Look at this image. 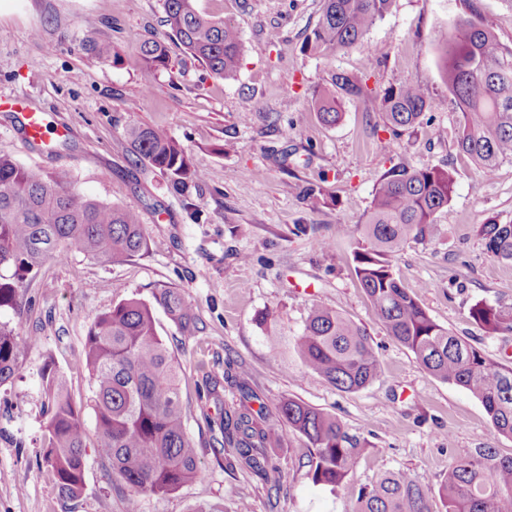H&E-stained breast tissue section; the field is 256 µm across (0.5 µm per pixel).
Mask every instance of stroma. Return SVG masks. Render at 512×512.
<instances>
[{
    "mask_svg": "<svg viewBox=\"0 0 512 512\" xmlns=\"http://www.w3.org/2000/svg\"><path fill=\"white\" fill-rule=\"evenodd\" d=\"M323 0H197L234 26L248 46L236 78L209 74L178 44L169 67L144 79L140 43L162 34L160 0H0V153L61 176L72 187L139 212L149 241L141 255L105 266L76 255L50 261L19 290L20 311L0 312L21 336L37 337L12 380L0 386V512H354L362 488L404 470L440 492L448 466L478 448L512 457V438L495 435L481 402L431 376L388 336L353 270L354 241L337 225L363 223L380 178L392 167L451 169L455 185L436 234L408 242L393 262L430 316L490 358L512 363V333L487 334L470 316L479 302L512 305V263L491 257L477 232L512 224V160L493 179L479 176L456 147L458 109L443 81L436 36L461 13L460 0H393L370 29L377 50L368 84L376 91L421 84L433 107L414 127L392 133L378 106L344 101L322 124L316 85L362 68L360 51L330 58L302 45ZM111 42L117 61L96 58L87 40ZM44 113L65 136L26 139L19 107ZM161 127L207 178L189 195L137 161L129 126ZM333 197L312 208L300 189ZM306 225L294 234L295 225ZM332 240L329 249L320 240ZM179 290L196 324L181 330L154 300ZM153 303L156 329L181 364L185 427L199 453L201 480L168 495L131 496L96 447L92 383L78 360L94 317L128 298ZM336 309L363 328L381 377L341 392L307 370L292 349L313 305ZM56 371L82 407L87 432L83 487L62 497L43 460L47 421L43 379ZM246 371L269 421L283 428L280 402L293 398L335 415L363 448L337 490L308 476L299 435L272 449L261 477L231 468L216 424L239 394L227 375ZM216 382L208 392L203 374Z\"/></svg>",
    "mask_w": 512,
    "mask_h": 512,
    "instance_id": "stroma-1",
    "label": "stroma"
}]
</instances>
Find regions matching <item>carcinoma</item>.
<instances>
[{
	"label": "carcinoma",
	"instance_id": "1",
	"mask_svg": "<svg viewBox=\"0 0 512 512\" xmlns=\"http://www.w3.org/2000/svg\"><path fill=\"white\" fill-rule=\"evenodd\" d=\"M464 10L437 43L448 92L459 108L457 147L477 166L482 178L493 177L512 159V45L502 43L484 24L475 0H461ZM393 0H325L317 25L303 51L328 57L359 49L365 57L357 73L338 72L314 90L318 118L334 125L343 99L370 105L380 101L392 131L413 127L431 108L423 87L409 83L375 98L367 87L374 50L367 35L390 10ZM166 31L139 46L144 79L169 65L166 41L179 42L218 78L236 75L247 53L246 42L231 25L200 12L196 0H161ZM86 49L102 59H117L112 45L89 40ZM132 153L186 191L204 173L190 162L184 146L165 130L133 125L127 129ZM454 188L451 171L431 166H401L377 183L365 222L351 230L336 225V235L356 236L354 273L377 321L389 336L409 349L416 362L443 382L478 399L494 431L512 438V367L488 357L465 339L434 321L418 297L397 278L393 259L410 239L424 241L437 230ZM303 199L323 206L331 196L307 185ZM478 234L492 257L512 262V224L479 225ZM139 212L86 195L47 173L26 168L0 154V310L19 306L18 288L47 261L75 255L106 265H120L147 249ZM182 330L194 315L180 292L156 296ZM471 318L489 334L512 332V306L477 303ZM36 342L22 338L0 322V385L14 375ZM294 350L303 365L342 392L365 388L381 374V363L365 331L338 311L311 308ZM92 380L90 405L95 413L96 447L112 461V470L133 495L168 494L203 477L198 451L187 436L180 400L182 370L156 333L150 304L125 299L98 314L79 359ZM237 402L221 417L223 447L234 451L242 469L266 476L275 470L270 449L282 435L269 424L257 395L245 378L235 383ZM49 418L43 447L59 494L73 498L82 488L86 431L66 379L55 371L44 376ZM279 413L288 434L304 437L314 483L336 489L348 478L362 443L336 417L295 399H285ZM444 512H512V457L479 448L448 467L443 486ZM356 512H434L431 488L406 472H390L358 497Z\"/></svg>",
	"mask_w": 512,
	"mask_h": 512
}]
</instances>
